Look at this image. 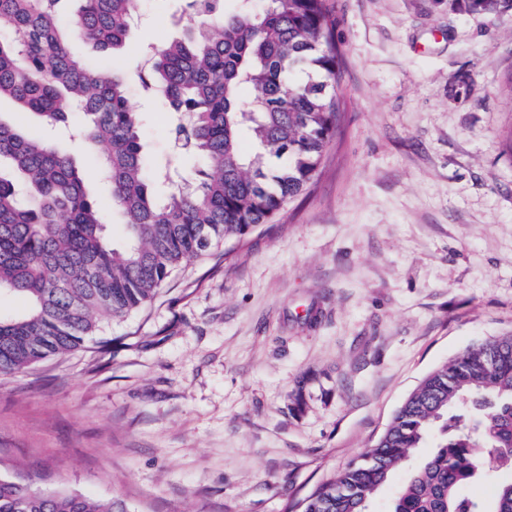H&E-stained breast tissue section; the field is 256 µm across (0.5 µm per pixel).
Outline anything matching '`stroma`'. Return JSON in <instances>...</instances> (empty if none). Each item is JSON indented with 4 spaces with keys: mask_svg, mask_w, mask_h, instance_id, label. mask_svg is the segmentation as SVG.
Returning a JSON list of instances; mask_svg holds the SVG:
<instances>
[{
    "mask_svg": "<svg viewBox=\"0 0 512 512\" xmlns=\"http://www.w3.org/2000/svg\"><path fill=\"white\" fill-rule=\"evenodd\" d=\"M336 136L270 223L0 380V473L126 512H283L433 368L512 333V9L329 0ZM182 0H142L116 58L152 169L191 173L144 89Z\"/></svg>",
    "mask_w": 512,
    "mask_h": 512,
    "instance_id": "35a3bbf8",
    "label": "stroma"
}]
</instances>
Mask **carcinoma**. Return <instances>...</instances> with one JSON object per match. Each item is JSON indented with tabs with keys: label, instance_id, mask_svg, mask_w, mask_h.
Segmentation results:
<instances>
[{
	"label": "carcinoma",
	"instance_id": "1",
	"mask_svg": "<svg viewBox=\"0 0 512 512\" xmlns=\"http://www.w3.org/2000/svg\"><path fill=\"white\" fill-rule=\"evenodd\" d=\"M0 0V98L44 125L80 116L75 135L124 216L116 248L84 172L73 158L0 119V292L25 311L0 317V377L83 346L100 316L148 304L182 263L242 240L302 194L336 135V19L327 0H185L193 21L182 39L150 51L147 88L177 114L180 148L204 165L160 197L148 169L142 116L123 76L71 54L79 36L106 55L125 44L137 0ZM285 159L270 168L272 159ZM434 452L397 490L391 512H512V481L491 503L462 490L512 473V335L468 347L430 371L384 432L329 482L285 512H369L374 494L410 452ZM0 512H125L66 490H34L0 475Z\"/></svg>",
	"mask_w": 512,
	"mask_h": 512
}]
</instances>
